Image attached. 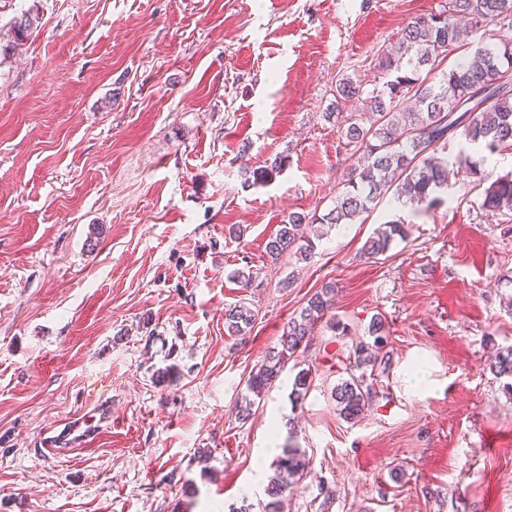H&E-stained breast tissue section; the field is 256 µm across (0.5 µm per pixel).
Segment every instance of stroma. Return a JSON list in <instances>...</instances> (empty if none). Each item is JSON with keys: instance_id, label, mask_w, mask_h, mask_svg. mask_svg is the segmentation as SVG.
<instances>
[{"instance_id": "35a3bbf8", "label": "stroma", "mask_w": 512, "mask_h": 512, "mask_svg": "<svg viewBox=\"0 0 512 512\" xmlns=\"http://www.w3.org/2000/svg\"><path fill=\"white\" fill-rule=\"evenodd\" d=\"M442 3L0 0L2 30L40 16L0 62V512H262L288 445L308 465L284 512H512V389L489 369L512 346V212L481 206L512 149L473 151L480 176L432 206L312 225L310 260L266 252L354 162L340 125L364 106L339 83L371 89L383 49ZM394 219L408 237L364 255ZM328 283L332 313L250 398ZM239 303L243 338L224 326ZM376 317L372 369L356 348ZM362 373L376 395L348 420L334 390ZM254 314L242 304H234L224 311V323L230 335H244L250 328Z\"/></svg>"}]
</instances>
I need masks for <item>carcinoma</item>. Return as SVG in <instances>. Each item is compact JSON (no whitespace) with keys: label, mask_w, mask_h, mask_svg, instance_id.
Wrapping results in <instances>:
<instances>
[{"label":"carcinoma","mask_w":512,"mask_h":512,"mask_svg":"<svg viewBox=\"0 0 512 512\" xmlns=\"http://www.w3.org/2000/svg\"><path fill=\"white\" fill-rule=\"evenodd\" d=\"M512 0H444L437 13L420 16L401 30L395 46L378 61L379 79L370 91L351 80L339 84L342 98L366 94V110L375 120L366 126L352 116L341 134L354 146L361 163L350 168L348 179L336 193L327 213L311 217L288 214L266 250L273 259L294 252L306 260L315 243L305 235L306 224H353L380 200L392 195L398 205H423L437 201L436 193L448 184V167L435 154L462 139L495 153L512 148ZM39 13L29 8L17 15L7 32L0 34V57H10L38 27ZM493 43L479 47L457 65L443 68L446 55L468 44L478 31ZM404 100L413 101L409 107ZM483 208L512 211V174L494 180L485 190ZM408 235L407 225L388 221L365 243L370 257L383 255L392 243ZM336 288L326 285L314 293L281 336V349L268 355L248 381V390L263 393L279 376L285 363L307 342L312 327L330 312ZM254 314L242 304L224 311L229 333L243 335ZM490 369L512 378V348L498 353ZM375 390L366 376H352L335 393L336 409L356 419L371 404ZM306 468L301 449L288 446L274 464L263 512H282L284 500L295 490Z\"/></svg>","instance_id":"1"}]
</instances>
